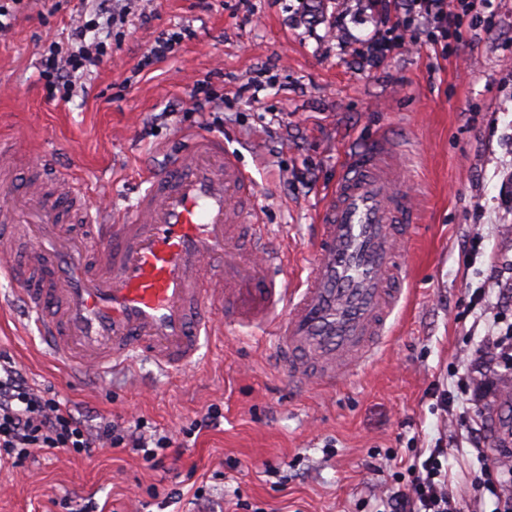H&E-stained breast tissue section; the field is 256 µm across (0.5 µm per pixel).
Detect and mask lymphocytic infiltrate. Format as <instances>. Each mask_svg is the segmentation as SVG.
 I'll list each match as a JSON object with an SVG mask.
<instances>
[{
  "label": "lymphocytic infiltrate",
  "mask_w": 512,
  "mask_h": 512,
  "mask_svg": "<svg viewBox=\"0 0 512 512\" xmlns=\"http://www.w3.org/2000/svg\"><path fill=\"white\" fill-rule=\"evenodd\" d=\"M94 18L75 20L72 24L73 47L61 53L48 47L40 58V75L49 90L59 91L61 100L72 98L78 81L99 69L108 59L110 48L105 41L88 40L87 35L99 21L126 22L129 11L118 0H93ZM392 7L394 26H408L416 17H424L437 28L455 22L449 0H380ZM500 367L512 366V323L503 335L492 338L488 349H475L469 358L470 370L461 374L454 389L435 390L441 410L466 408L472 399L471 376L485 368L486 360ZM110 447L140 455L148 464H156L174 451L173 440L165 435L144 437L137 429L103 423L89 431L66 403L34 388L24 373L0 356V465H17L38 452L67 450L92 457L95 449ZM447 449H429L424 459L409 464V479L391 489L379 500L382 512H457V491L443 467Z\"/></svg>",
  "instance_id": "f902f5d3"
}]
</instances>
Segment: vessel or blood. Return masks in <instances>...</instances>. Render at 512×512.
Instances as JSON below:
<instances>
[{
	"label": "vessel or blood",
	"mask_w": 512,
	"mask_h": 512,
	"mask_svg": "<svg viewBox=\"0 0 512 512\" xmlns=\"http://www.w3.org/2000/svg\"><path fill=\"white\" fill-rule=\"evenodd\" d=\"M34 172L23 193L0 178V274L19 281L23 318L45 350L82 373L103 376L136 357L167 372L194 366L223 309L231 324L271 325L280 368L299 384L335 386L384 339L401 290L398 248L418 221L384 139L347 158L291 290L276 234L248 204L252 178L222 137L188 135L126 217L88 205L51 162ZM245 229L246 251L237 246ZM18 233L30 248L17 265Z\"/></svg>",
	"instance_id": "obj_1"
}]
</instances>
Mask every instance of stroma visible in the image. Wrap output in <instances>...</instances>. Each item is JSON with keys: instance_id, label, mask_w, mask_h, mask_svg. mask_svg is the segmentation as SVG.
I'll return each mask as SVG.
<instances>
[{"instance_id": "stroma-1", "label": "stroma", "mask_w": 512, "mask_h": 512, "mask_svg": "<svg viewBox=\"0 0 512 512\" xmlns=\"http://www.w3.org/2000/svg\"><path fill=\"white\" fill-rule=\"evenodd\" d=\"M151 24L112 31V57L87 76V95L49 100L39 62L47 40L66 41L90 0H30L0 41V137L11 140L14 186L33 163L53 159L80 179L91 201L129 208L141 178L207 129L192 112L199 89L224 118L219 134L258 186L255 205L278 234L286 275L298 283L315 224L350 151L388 138L414 173L417 231L403 244L408 268L378 360L338 387L291 385L261 330L209 337L192 371L170 374L135 359L102 377H79L21 325L0 277V352L37 388H52L88 429L142 420L179 442V455L150 467L108 447L92 459L54 451L0 468V512H375L394 484L389 455L448 449L458 512H493L471 482L480 465L455 413L433 406L464 360L483 346L494 318L512 322V9L487 0L439 33L398 30L382 65L358 53L380 19L370 0H155ZM191 26L162 62L140 67L162 31ZM502 280L486 278L490 264ZM483 289L479 304L471 294ZM512 403V377L498 376L473 412L491 436ZM215 424L184 430L209 406Z\"/></svg>"}]
</instances>
